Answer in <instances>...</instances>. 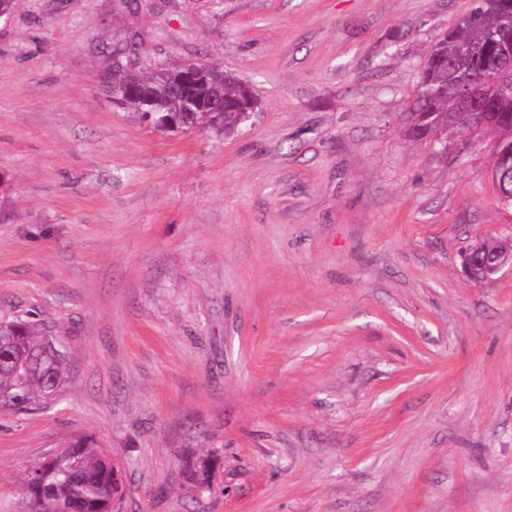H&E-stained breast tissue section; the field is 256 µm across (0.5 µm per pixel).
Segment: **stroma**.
<instances>
[{
  "mask_svg": "<svg viewBox=\"0 0 512 512\" xmlns=\"http://www.w3.org/2000/svg\"><path fill=\"white\" fill-rule=\"evenodd\" d=\"M472 0H12L0 20V320L60 326L62 401L0 415V512L85 437L119 512H512V237L494 137L405 130ZM206 59L228 135L134 121L118 61ZM218 452L211 489L186 463ZM501 246L493 251H485L480 244L463 256V266L467 274L475 280H488L500 272L505 266L512 268V241H500ZM482 269L489 273L478 278L476 272Z\"/></svg>",
  "mask_w": 512,
  "mask_h": 512,
  "instance_id": "obj_1",
  "label": "stroma"
}]
</instances>
